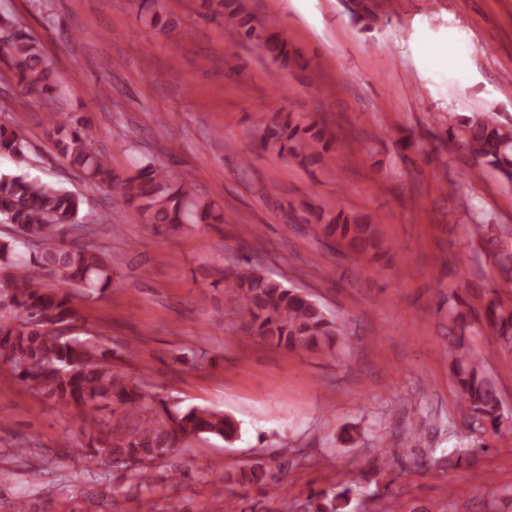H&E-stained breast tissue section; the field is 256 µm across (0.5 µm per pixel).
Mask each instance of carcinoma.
<instances>
[{
	"mask_svg": "<svg viewBox=\"0 0 512 512\" xmlns=\"http://www.w3.org/2000/svg\"><path fill=\"white\" fill-rule=\"evenodd\" d=\"M0 62L8 63L29 92L47 95L57 89L58 78L47 64L42 47L17 34L0 43ZM46 126L67 165L95 186L112 190L116 205L129 209L155 230L177 234L188 224H226L228 218L215 203L192 193L188 175L174 176L152 162L126 176L109 159L91 147L92 133L81 119L50 112ZM462 145L477 163L501 172L512 182V127L477 117L463 122ZM328 144L324 131L286 119L270 131L264 146L295 157H312ZM28 142L20 124H0V155L18 163L27 159ZM85 200L69 189L26 172L0 173V223L11 233L0 237V362L47 399L76 410V428L86 437L88 457L131 462L138 469V488L152 491L156 469L170 460L185 438L212 437L227 441L235 425L224 412L190 408L156 413L143 404L147 383L118 368L108 345L90 337L80 340L56 330L72 316L71 287L103 293L112 287V259L99 246L85 241L89 227L80 221ZM321 237L355 256L385 255L389 245L374 225L349 217L335 206L310 212ZM478 241L488 247L505 280L512 279V247L504 243L495 224H478ZM224 296L241 305L249 332L259 339L290 349L315 350L320 342L346 336L343 321L297 288L268 276L247 257L224 273ZM480 304L456 311L448 336V359L458 391L462 419L471 428L497 433L503 421L498 389L490 379L480 354L466 336L472 321L484 320L497 343L512 349V303L497 294L476 292ZM117 405L124 422L111 429L97 417L100 406ZM238 482L271 490L276 473L256 460L239 471ZM356 479L342 481L331 491L322 490L290 512H349ZM78 497L119 512L116 499L80 491ZM11 512H46L40 497L20 500Z\"/></svg>",
	"mask_w": 512,
	"mask_h": 512,
	"instance_id": "obj_1",
	"label": "carcinoma"
}]
</instances>
